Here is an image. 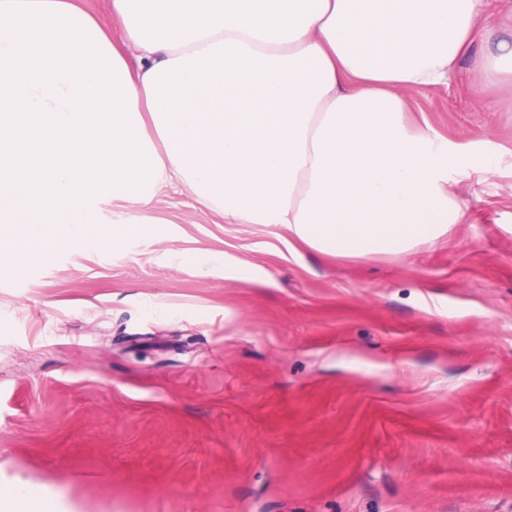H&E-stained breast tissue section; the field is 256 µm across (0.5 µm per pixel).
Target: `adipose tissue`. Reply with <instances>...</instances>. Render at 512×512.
Masks as SVG:
<instances>
[{
  "instance_id": "ef3b65f1",
  "label": "adipose tissue",
  "mask_w": 512,
  "mask_h": 512,
  "mask_svg": "<svg viewBox=\"0 0 512 512\" xmlns=\"http://www.w3.org/2000/svg\"><path fill=\"white\" fill-rule=\"evenodd\" d=\"M129 67L75 0H0V241L96 243L98 208L180 185L230 224L339 257L406 255L461 219L464 165L410 126L483 0H112Z\"/></svg>"
}]
</instances>
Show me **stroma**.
<instances>
[{
    "instance_id": "1",
    "label": "stroma",
    "mask_w": 512,
    "mask_h": 512,
    "mask_svg": "<svg viewBox=\"0 0 512 512\" xmlns=\"http://www.w3.org/2000/svg\"><path fill=\"white\" fill-rule=\"evenodd\" d=\"M407 117L468 168L409 255L336 257L177 189L0 265V482L54 512H512V0ZM497 52L479 60L478 67L486 83H492L503 73H512V44L501 42Z\"/></svg>"
}]
</instances>
